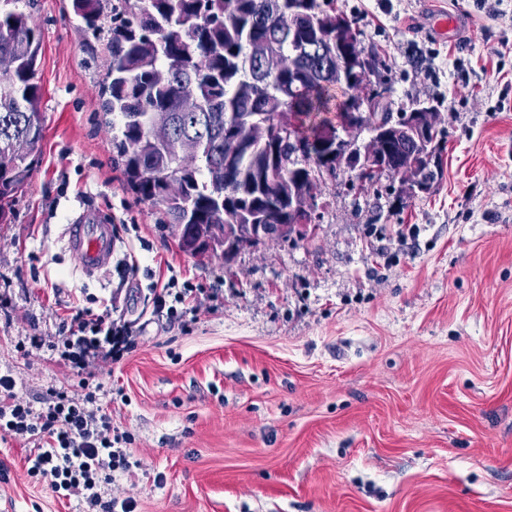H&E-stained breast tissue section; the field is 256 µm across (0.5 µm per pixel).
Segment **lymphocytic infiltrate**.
I'll use <instances>...</instances> for the list:
<instances>
[{
  "label": "lymphocytic infiltrate",
  "mask_w": 512,
  "mask_h": 512,
  "mask_svg": "<svg viewBox=\"0 0 512 512\" xmlns=\"http://www.w3.org/2000/svg\"><path fill=\"white\" fill-rule=\"evenodd\" d=\"M128 336L127 325L110 314L82 308L63 321L62 337L51 348L83 374L94 363L116 362L130 352ZM0 432L29 445L28 476L56 496L79 497L85 512H133L131 500L104 497L113 472L131 467L129 437L97 405L89 378L83 375L74 390L49 389L37 410L18 396L14 380L0 376Z\"/></svg>",
  "instance_id": "lymphocytic-infiltrate-1"
}]
</instances>
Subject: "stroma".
Masks as SVG:
<instances>
[{
	"label": "stroma",
	"instance_id": "35a3bbf8",
	"mask_svg": "<svg viewBox=\"0 0 512 512\" xmlns=\"http://www.w3.org/2000/svg\"><path fill=\"white\" fill-rule=\"evenodd\" d=\"M391 112L441 116L443 177L398 193L381 173L325 176L314 230L192 256L127 190L101 90L110 55L71 0H19L39 27L43 138L0 224V375L40 409L73 368L48 350L88 307L134 349L96 372L129 434L130 471L106 496L135 512H512V0H334ZM434 11L468 29L421 28ZM111 214L109 272L86 276L65 229ZM196 286L188 327L156 312L149 270ZM0 438V512H80L26 474Z\"/></svg>",
	"mask_w": 512,
	"mask_h": 512
}]
</instances>
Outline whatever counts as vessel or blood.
<instances>
[{
  "label": "vessel or blood",
  "mask_w": 512,
  "mask_h": 512,
  "mask_svg": "<svg viewBox=\"0 0 512 512\" xmlns=\"http://www.w3.org/2000/svg\"><path fill=\"white\" fill-rule=\"evenodd\" d=\"M66 236L67 247L83 273L92 276L111 268L117 237L107 215L78 216L68 225Z\"/></svg>",
  "instance_id": "1"
}]
</instances>
